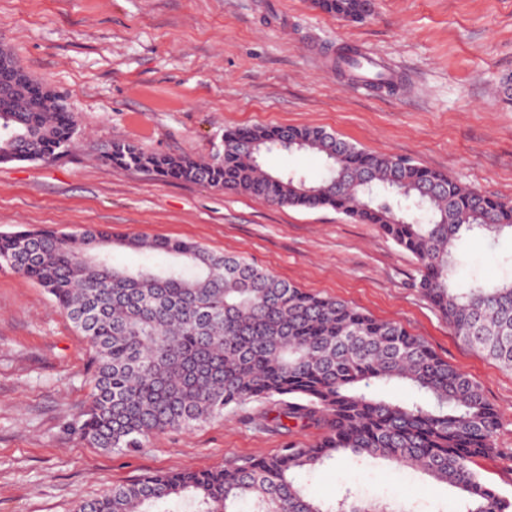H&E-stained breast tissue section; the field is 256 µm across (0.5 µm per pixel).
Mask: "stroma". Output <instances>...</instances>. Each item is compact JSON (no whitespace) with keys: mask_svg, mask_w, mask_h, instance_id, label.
Instances as JSON below:
<instances>
[{"mask_svg":"<svg viewBox=\"0 0 512 512\" xmlns=\"http://www.w3.org/2000/svg\"><path fill=\"white\" fill-rule=\"evenodd\" d=\"M0 41L78 123L67 153L0 163V233L98 227L240 254L272 275L401 324L480 383L499 413L485 481L512 499V372L459 340L413 286L417 265L378 225L330 208L275 206L243 194L103 159L115 142L209 160L225 131L320 126L384 155L410 157L464 186L512 201V0H373L364 22L312 0H0ZM397 79L377 89L337 70L344 49ZM460 280L495 278L512 235L463 240ZM91 347L44 288L0 268V512H75L113 486L178 469L223 467L314 444L256 427L249 402L140 451L85 445L68 429L89 404ZM309 495L352 488L402 497L419 512H456V488L385 460L301 475Z\"/></svg>","mask_w":512,"mask_h":512,"instance_id":"1","label":"stroma"}]
</instances>
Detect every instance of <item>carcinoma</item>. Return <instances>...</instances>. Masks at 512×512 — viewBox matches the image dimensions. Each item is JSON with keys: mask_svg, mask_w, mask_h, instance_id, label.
Masks as SVG:
<instances>
[{"mask_svg": "<svg viewBox=\"0 0 512 512\" xmlns=\"http://www.w3.org/2000/svg\"><path fill=\"white\" fill-rule=\"evenodd\" d=\"M320 11L357 21L370 0H314ZM37 88L0 96V163L46 160L74 144L75 118L59 107L28 111ZM274 151L318 153L319 180L272 173ZM110 163L153 171L270 204L331 208L377 224L418 264L415 287L466 345L512 372V277L455 282L467 236L512 234V202L483 195L413 160L368 152L323 127L224 132L209 162L148 154L115 143ZM116 247L173 257L166 265L114 263ZM0 267L36 281L92 349V392L70 430L84 443L132 452L167 430L192 431L250 401H271L265 428L322 430L311 446L222 469L158 472L83 501L75 512H417L397 500L363 501L347 488L318 501L296 482L349 455L383 459L449 484L458 512H512L487 486L478 461L494 451L498 413L479 383L404 327L348 303L311 294L239 254L194 242L115 237L89 227L0 234ZM403 383L428 402L386 400L370 391Z\"/></svg>", "mask_w": 512, "mask_h": 512, "instance_id": "obj_1", "label": "carcinoma"}]
</instances>
